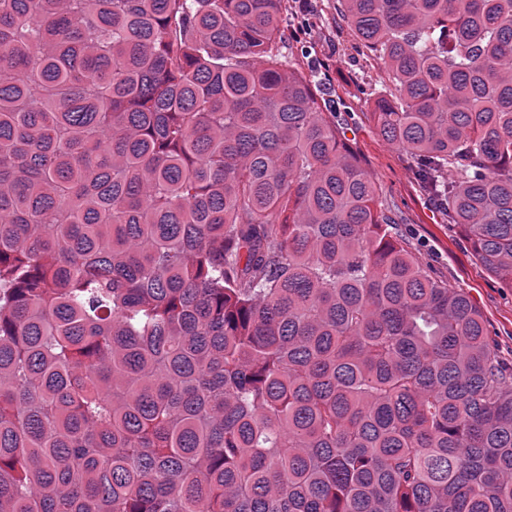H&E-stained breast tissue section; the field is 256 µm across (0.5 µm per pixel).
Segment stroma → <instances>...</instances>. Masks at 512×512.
Here are the masks:
<instances>
[{
  "label": "stroma",
  "mask_w": 512,
  "mask_h": 512,
  "mask_svg": "<svg viewBox=\"0 0 512 512\" xmlns=\"http://www.w3.org/2000/svg\"><path fill=\"white\" fill-rule=\"evenodd\" d=\"M312 33L283 38L293 60L317 75L327 111L346 130V144L382 190L410 250L431 275L463 289L480 309L501 358L512 363V286L486 271L464 232L436 211L414 160L386 142L372 114V89L388 86L382 67L336 15V0H308Z\"/></svg>",
  "instance_id": "obj_1"
}]
</instances>
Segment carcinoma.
<instances>
[{
  "label": "carcinoma",
  "instance_id": "carcinoma-1",
  "mask_svg": "<svg viewBox=\"0 0 512 512\" xmlns=\"http://www.w3.org/2000/svg\"><path fill=\"white\" fill-rule=\"evenodd\" d=\"M282 2L0 0V512H512V364ZM336 10L512 285V0Z\"/></svg>",
  "mask_w": 512,
  "mask_h": 512
}]
</instances>
